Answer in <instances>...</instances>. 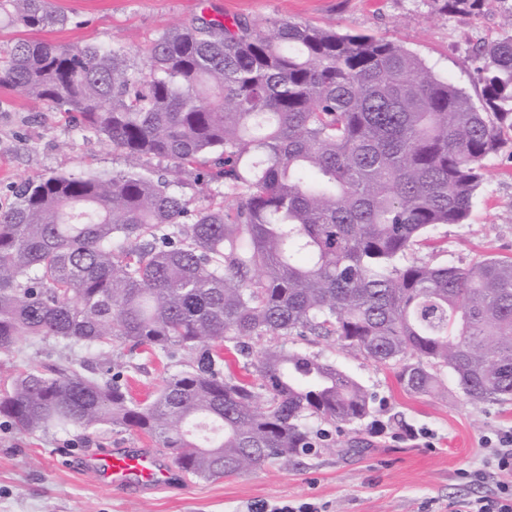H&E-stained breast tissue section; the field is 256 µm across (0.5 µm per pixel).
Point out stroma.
I'll use <instances>...</instances> for the list:
<instances>
[{
    "label": "stroma",
    "mask_w": 512,
    "mask_h": 512,
    "mask_svg": "<svg viewBox=\"0 0 512 512\" xmlns=\"http://www.w3.org/2000/svg\"><path fill=\"white\" fill-rule=\"evenodd\" d=\"M72 22L41 32L55 43L147 48L169 26L191 23L201 6L256 22L289 19L342 32L401 42L471 97L480 84L470 57L474 46L507 26L495 9L473 16L435 11L430 0H51ZM485 180L465 223L435 228L437 248L420 250L435 264L465 266L485 255L512 257V156L484 160ZM123 156L91 129L60 113L38 111L0 87V209L14 186L52 174L105 176L124 169ZM286 348L317 355L359 380L373 394L376 412L356 427L333 430L337 445L314 448L288 462L276 461L245 475L205 480L174 471L170 486L151 492L115 491L86 468L96 451L147 449L162 462L171 457L137 431L99 426L83 431L26 435L0 417V512H272L282 504H314L318 512H459L482 495L469 472L490 460L491 441L512 428V403L475 404L456 385L447 395L406 392L392 368L353 356L334 340L284 338ZM136 399H144L183 370L189 353L174 347L132 353L109 350ZM94 350L70 340L25 336L0 355V392L23 368H69L87 373ZM359 433L368 447L351 453L343 443Z\"/></svg>",
    "instance_id": "35a3bbf8"
}]
</instances>
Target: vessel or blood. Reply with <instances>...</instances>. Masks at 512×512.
<instances>
[{"label": "vessel or blood", "mask_w": 512, "mask_h": 512, "mask_svg": "<svg viewBox=\"0 0 512 512\" xmlns=\"http://www.w3.org/2000/svg\"><path fill=\"white\" fill-rule=\"evenodd\" d=\"M88 469L95 477L115 490L160 489L171 478L170 468L161 464L150 451H101L91 456Z\"/></svg>", "instance_id": "vessel-or-blood-1"}]
</instances>
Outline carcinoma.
<instances>
[{"mask_svg": "<svg viewBox=\"0 0 512 512\" xmlns=\"http://www.w3.org/2000/svg\"><path fill=\"white\" fill-rule=\"evenodd\" d=\"M448 14L512 0H431ZM28 32L64 28L49 0H0ZM478 101L400 43L200 12L144 50L20 37L0 86L120 151L110 176L50 175L0 211V354L21 336L106 353L191 352L150 402L113 375L31 366L0 397L22 434L100 425L157 439L184 473L240 475L316 447L310 424H355L372 394L335 364L248 341L331 338L415 394L512 401V258L417 257L462 224L483 161L512 156V24L473 49ZM208 195L194 202L165 174ZM236 343L259 386L224 375Z\"/></svg>", "mask_w": 512, "mask_h": 512, "instance_id": "1", "label": "carcinoma"}]
</instances>
